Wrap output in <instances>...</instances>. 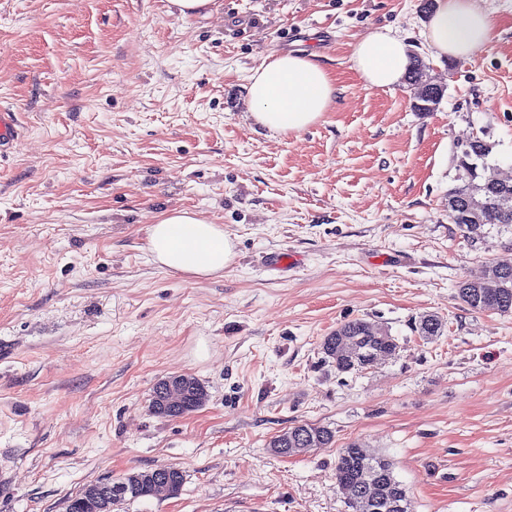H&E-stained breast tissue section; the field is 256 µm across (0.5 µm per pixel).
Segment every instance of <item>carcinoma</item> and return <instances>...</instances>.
I'll return each mask as SVG.
<instances>
[{
	"instance_id": "obj_1",
	"label": "carcinoma",
	"mask_w": 512,
	"mask_h": 512,
	"mask_svg": "<svg viewBox=\"0 0 512 512\" xmlns=\"http://www.w3.org/2000/svg\"><path fill=\"white\" fill-rule=\"evenodd\" d=\"M407 79L410 85L422 91L433 86L427 78L426 64L417 55L413 56V65ZM470 153H462L463 162L459 163L467 174V179L448 194V219L451 223L465 227L469 233L477 232L486 224H512V183L508 185L491 184L488 171L489 146L480 139L474 140L468 146ZM476 216L478 221L469 223L470 216ZM457 297L468 309L479 312L498 310L512 313V270L500 271L497 264L487 262L481 277L477 281L469 279L457 285ZM442 323L436 317H422L416 329L423 337L440 334ZM378 328L365 319L348 321L324 337L321 343L322 353L328 362L336 368L339 374L356 372L365 368L362 363L352 364L345 359L336 358V340L348 338L356 341L364 355L383 351L393 355L398 349V341L391 334H385L383 339L376 337ZM310 434L314 438V447L324 448L332 444L334 435L324 426L302 424L294 426L286 435L293 437L298 433ZM355 442L347 444L338 450L336 459V482L354 480H370L378 476L377 464L387 460L385 456L363 458L357 454ZM147 472L138 476H126L112 481V497L115 502L136 501L153 496L151 487L143 480Z\"/></svg>"
}]
</instances>
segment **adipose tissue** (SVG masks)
Returning <instances> with one entry per match:
<instances>
[{"mask_svg":"<svg viewBox=\"0 0 512 512\" xmlns=\"http://www.w3.org/2000/svg\"><path fill=\"white\" fill-rule=\"evenodd\" d=\"M491 29L477 0H434L422 36L433 56L464 59L481 47ZM353 69L367 87L398 86L411 62L405 37L374 32L357 41ZM336 80L317 52L271 53L249 76L246 100L258 126L282 134L299 133L328 112ZM149 249L160 267L194 277L223 274L232 263L234 244L223 225L187 209L160 214L148 229Z\"/></svg>","mask_w":512,"mask_h":512,"instance_id":"ef3b65f1","label":"adipose tissue"}]
</instances>
